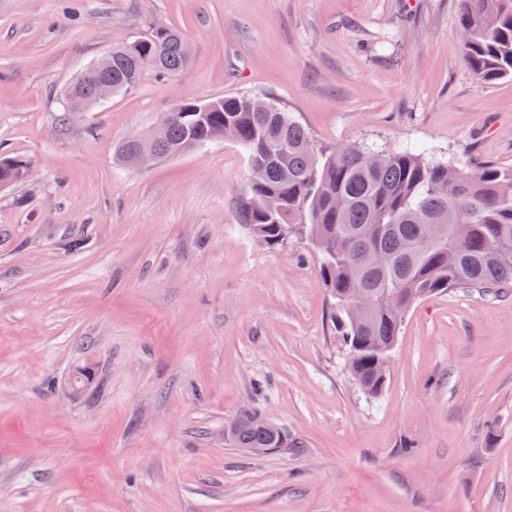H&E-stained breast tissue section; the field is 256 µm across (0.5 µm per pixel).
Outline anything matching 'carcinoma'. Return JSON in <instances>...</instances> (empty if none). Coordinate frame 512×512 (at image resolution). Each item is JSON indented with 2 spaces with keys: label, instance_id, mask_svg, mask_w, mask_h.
<instances>
[{
  "label": "carcinoma",
  "instance_id": "1",
  "mask_svg": "<svg viewBox=\"0 0 512 512\" xmlns=\"http://www.w3.org/2000/svg\"><path fill=\"white\" fill-rule=\"evenodd\" d=\"M464 60L481 83L512 79V0H461ZM112 92L134 90L150 71L184 73L191 52L183 32L151 24L108 52ZM64 100L96 106L95 88L68 87ZM169 125L166 151L115 147L116 160L148 168L182 145L196 117V138L235 134L252 178L243 222L269 246L296 227L317 246L320 278L348 367L370 396L384 389V364L407 312L419 300L458 288L499 297L512 292V166L463 169L428 157L425 147L387 151L318 148L305 127L269 99L232 95L186 99ZM21 156L0 155V182L24 180ZM240 448H290L292 439L265 419L246 415L232 431Z\"/></svg>",
  "mask_w": 512,
  "mask_h": 512
}]
</instances>
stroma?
Segmentation results:
<instances>
[{"label":"stroma","mask_w":512,"mask_h":512,"mask_svg":"<svg viewBox=\"0 0 512 512\" xmlns=\"http://www.w3.org/2000/svg\"><path fill=\"white\" fill-rule=\"evenodd\" d=\"M460 0H0V512H512V294L418 303L366 395L307 241L241 219L231 140L114 147L183 99L275 100L314 143L512 165V79L477 82ZM181 76L80 115L68 85L146 25ZM91 382L75 389L76 369ZM258 413L298 448L228 433ZM23 162H28L22 156L0 155V182L15 184L28 178L31 173V164L25 166V172L22 167ZM25 178H24V175Z\"/></svg>","instance_id":"stroma-1"}]
</instances>
